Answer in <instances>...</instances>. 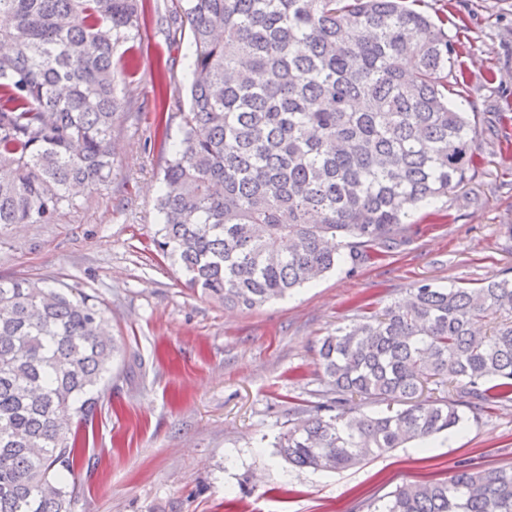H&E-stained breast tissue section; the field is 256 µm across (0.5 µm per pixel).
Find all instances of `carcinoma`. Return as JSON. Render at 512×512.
Returning <instances> with one entry per match:
<instances>
[{"label":"carcinoma","instance_id":"cac0c4a2","mask_svg":"<svg viewBox=\"0 0 512 512\" xmlns=\"http://www.w3.org/2000/svg\"><path fill=\"white\" fill-rule=\"evenodd\" d=\"M0 226L53 224L112 176L115 48L139 0H0ZM189 111L167 160L154 245L226 308L285 297L389 249L413 210L474 176L494 126L452 107L457 54L406 0H187ZM118 352L96 297L0 280V512H72L81 426ZM332 401L289 420L277 454L340 471L512 400V278L364 312L319 349ZM400 409L348 420V405ZM368 512H512V467H456Z\"/></svg>","mask_w":512,"mask_h":512}]
</instances>
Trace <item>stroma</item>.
I'll return each instance as SVG.
<instances>
[{
    "instance_id": "stroma-1",
    "label": "stroma",
    "mask_w": 512,
    "mask_h": 512,
    "mask_svg": "<svg viewBox=\"0 0 512 512\" xmlns=\"http://www.w3.org/2000/svg\"><path fill=\"white\" fill-rule=\"evenodd\" d=\"M460 36L469 90L457 109L496 112L479 166L447 200L414 210L406 241L341 265L288 297L227 309L185 287L152 243L163 169L189 109L192 49L181 0H144L140 35L113 62L128 100L109 185L54 224L0 230V279L58 278L97 297L123 350L88 424L73 512H366L397 487L460 464L512 466V402L466 415L457 433L339 472L289 466L275 436L328 397L324 336L428 284L476 288L512 269V0H418Z\"/></svg>"
}]
</instances>
